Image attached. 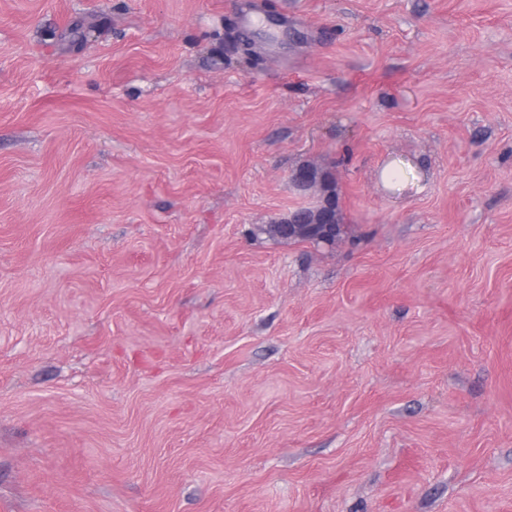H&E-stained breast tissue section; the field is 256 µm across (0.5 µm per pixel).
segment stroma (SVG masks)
Returning <instances> with one entry per match:
<instances>
[{"mask_svg": "<svg viewBox=\"0 0 512 512\" xmlns=\"http://www.w3.org/2000/svg\"><path fill=\"white\" fill-rule=\"evenodd\" d=\"M0 512H512V0H0ZM335 223V199L330 193H327L316 204L295 208L286 219L278 224H270L267 230L282 239L304 238L315 244L322 242V239L334 230ZM341 233V224L337 222L335 242Z\"/></svg>", "mask_w": 512, "mask_h": 512, "instance_id": "35a3bbf8", "label": "stroma"}]
</instances>
